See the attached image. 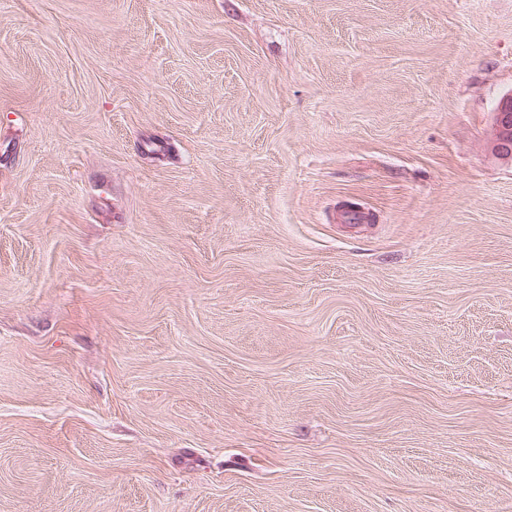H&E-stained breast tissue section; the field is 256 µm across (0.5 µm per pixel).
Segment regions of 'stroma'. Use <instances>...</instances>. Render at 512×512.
Here are the masks:
<instances>
[{"label": "stroma", "instance_id": "stroma-1", "mask_svg": "<svg viewBox=\"0 0 512 512\" xmlns=\"http://www.w3.org/2000/svg\"><path fill=\"white\" fill-rule=\"evenodd\" d=\"M509 92L512 0H0V512H512ZM490 144L496 155L512 160V92L502 96L493 111Z\"/></svg>", "mask_w": 512, "mask_h": 512}]
</instances>
